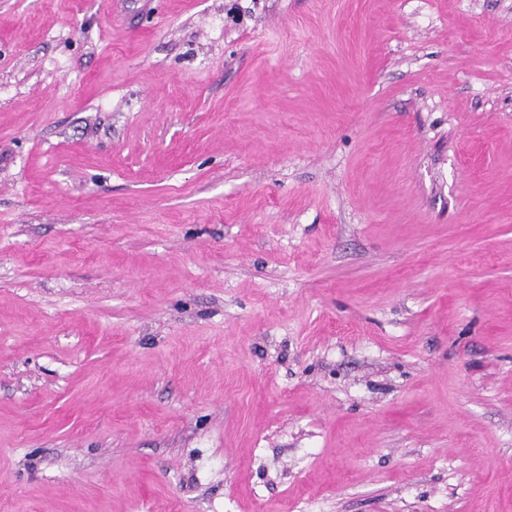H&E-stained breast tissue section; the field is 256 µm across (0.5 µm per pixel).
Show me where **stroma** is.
<instances>
[{
    "label": "stroma",
    "instance_id": "1",
    "mask_svg": "<svg viewBox=\"0 0 512 512\" xmlns=\"http://www.w3.org/2000/svg\"><path fill=\"white\" fill-rule=\"evenodd\" d=\"M0 512H512V0H0Z\"/></svg>",
    "mask_w": 512,
    "mask_h": 512
}]
</instances>
